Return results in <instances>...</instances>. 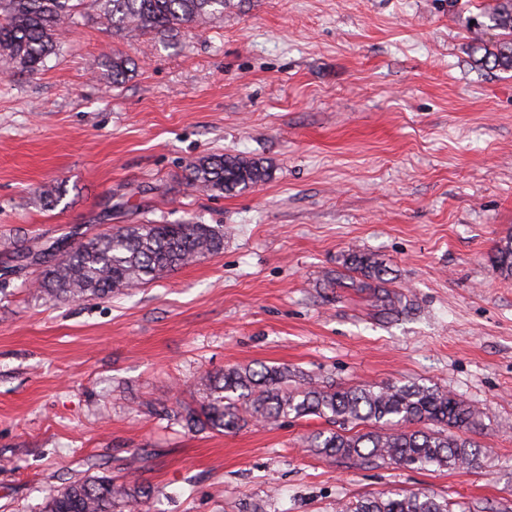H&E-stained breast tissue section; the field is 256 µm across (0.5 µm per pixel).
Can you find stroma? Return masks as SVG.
<instances>
[{
	"instance_id": "stroma-1",
	"label": "stroma",
	"mask_w": 512,
	"mask_h": 512,
	"mask_svg": "<svg viewBox=\"0 0 512 512\" xmlns=\"http://www.w3.org/2000/svg\"><path fill=\"white\" fill-rule=\"evenodd\" d=\"M489 0H230L176 39L121 37L83 0L38 72L0 58V512L70 481L150 487V512H336L430 492L512 512V71L479 68ZM135 69L105 83L100 64ZM211 153L270 168L189 186ZM63 185L56 207L43 191ZM221 229L215 255L102 299H48L18 257L126 224ZM375 254L409 307L325 279ZM337 385H439L485 414L467 470L306 451L314 416L189 431L172 414L232 365ZM190 185L204 191L233 194L269 178L268 167L261 162L239 156L208 154L189 164ZM493 269L504 277H512V235L497 245L492 259Z\"/></svg>"
}]
</instances>
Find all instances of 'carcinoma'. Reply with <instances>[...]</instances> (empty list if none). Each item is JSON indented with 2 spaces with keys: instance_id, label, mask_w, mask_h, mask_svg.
<instances>
[{
  "instance_id": "cac0c4a2",
  "label": "carcinoma",
  "mask_w": 512,
  "mask_h": 512,
  "mask_svg": "<svg viewBox=\"0 0 512 512\" xmlns=\"http://www.w3.org/2000/svg\"><path fill=\"white\" fill-rule=\"evenodd\" d=\"M103 18L116 33L175 38L182 28L224 15L227 0H99ZM80 0H0V56L34 73L58 47L56 35L73 22ZM477 23L473 52L480 68L512 71V0H495ZM498 31L489 44L482 30ZM131 72L114 55L102 74L114 84ZM188 183L205 191L233 194L269 178L261 162L224 154L203 155L189 164ZM224 249V233L208 224H128L76 243L41 271L39 291L50 299L104 298L175 271ZM493 269L512 277V235L496 247ZM345 268L357 287L373 292L382 310L405 311L390 289L388 269L374 255L353 251ZM286 367L232 366L205 384L200 405L178 414L190 431L233 432L251 422L275 424L290 416L325 418L337 429L319 430L306 447L317 455L348 459L358 466L396 464L418 469L469 468L479 457L467 433L483 423V412L437 385L404 384L338 388L303 378ZM143 485H123L108 475L73 482L50 496L43 512H145ZM454 503L429 493H400L341 503L337 512H454Z\"/></svg>"
}]
</instances>
